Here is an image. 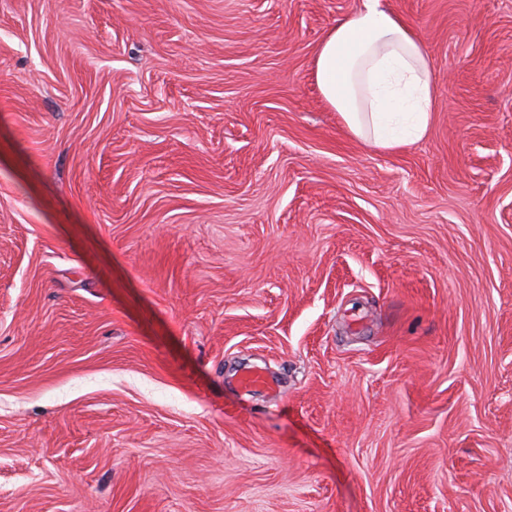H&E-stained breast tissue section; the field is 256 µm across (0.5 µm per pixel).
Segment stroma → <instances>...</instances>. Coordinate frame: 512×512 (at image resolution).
<instances>
[{
    "instance_id": "stroma-1",
    "label": "stroma",
    "mask_w": 512,
    "mask_h": 512,
    "mask_svg": "<svg viewBox=\"0 0 512 512\" xmlns=\"http://www.w3.org/2000/svg\"><path fill=\"white\" fill-rule=\"evenodd\" d=\"M386 3L394 152L360 0H0V512H512V0ZM380 1L363 0L326 31L314 76L351 137L395 151L429 133L436 84L421 34Z\"/></svg>"
}]
</instances>
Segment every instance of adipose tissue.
Masks as SVG:
<instances>
[{"label": "adipose tissue", "mask_w": 512, "mask_h": 512, "mask_svg": "<svg viewBox=\"0 0 512 512\" xmlns=\"http://www.w3.org/2000/svg\"><path fill=\"white\" fill-rule=\"evenodd\" d=\"M314 76L349 135L373 148L411 145L434 123L436 84L424 39L380 0H362L326 31Z\"/></svg>", "instance_id": "obj_1"}]
</instances>
